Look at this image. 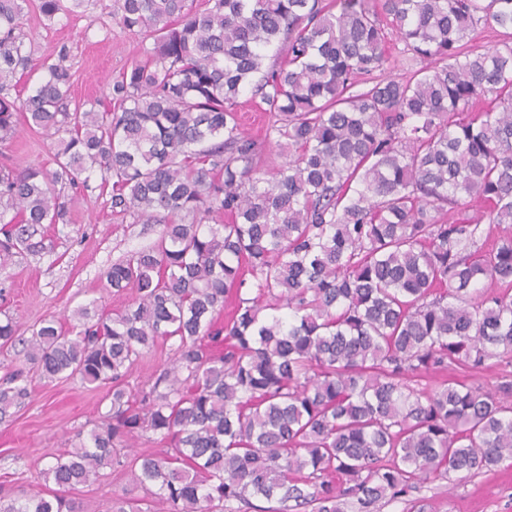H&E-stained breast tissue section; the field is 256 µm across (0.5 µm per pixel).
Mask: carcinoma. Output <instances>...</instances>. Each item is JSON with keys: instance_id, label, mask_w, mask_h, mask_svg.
<instances>
[{"instance_id": "carcinoma-1", "label": "carcinoma", "mask_w": 512, "mask_h": 512, "mask_svg": "<svg viewBox=\"0 0 512 512\" xmlns=\"http://www.w3.org/2000/svg\"><path fill=\"white\" fill-rule=\"evenodd\" d=\"M26 2L0 0V144L21 112L60 140L52 170L0 164V267L52 249L39 227L69 223L55 186L94 170L112 215L160 230L106 272L123 309L32 329L31 369L107 389L110 410L91 445L52 456L55 491L0 512H85L70 491L147 432L169 451L127 463L113 512H147L134 488L168 512H380L512 462L509 375L494 393L422 383L512 362V0H117L153 46L76 105L67 51L26 49ZM479 28L503 39L474 52ZM391 36L418 65L401 78L385 76ZM245 94L268 112L263 142L241 129ZM268 142L285 161L256 178ZM16 332L0 319V349ZM167 342L170 363L130 391ZM23 374L4 378L0 419L30 396ZM171 353L165 347H157L146 353L137 367L134 368L130 376L127 378V384L130 390L137 391L141 387L151 384L153 377L163 369L169 362Z\"/></svg>"}]
</instances>
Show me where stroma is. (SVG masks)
I'll return each mask as SVG.
<instances>
[{
    "instance_id": "1",
    "label": "stroma",
    "mask_w": 512,
    "mask_h": 512,
    "mask_svg": "<svg viewBox=\"0 0 512 512\" xmlns=\"http://www.w3.org/2000/svg\"><path fill=\"white\" fill-rule=\"evenodd\" d=\"M111 0H85L72 15L54 20L43 17L37 0H30L22 28L27 50L38 61L67 50L73 84L71 95L85 101L103 96L123 71L144 60L151 42L123 29L111 15ZM56 139L27 121H19L6 150L19 167H52ZM110 189L100 173L90 176L88 188H65L63 199L71 222L46 228L50 252L19 256L0 268V313L16 322L20 336L48 317L72 322L79 307L95 304L115 310L131 299L115 293L105 272L127 252L152 243L158 226L120 221L112 215ZM31 396L10 416L0 420V498L9 500L37 491L49 492L43 471L51 456L89 440L110 408L104 390L77 378H33ZM125 468L110 466L100 480L76 490L93 512H112L114 491L125 487ZM420 503L424 512H512V466L499 467L474 477L423 484L410 501L396 502L382 512H411Z\"/></svg>"
}]
</instances>
